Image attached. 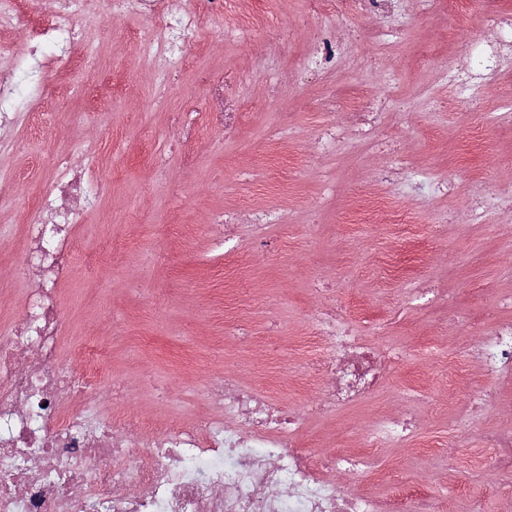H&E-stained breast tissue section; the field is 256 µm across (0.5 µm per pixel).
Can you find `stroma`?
<instances>
[{
    "instance_id": "stroma-1",
    "label": "stroma",
    "mask_w": 512,
    "mask_h": 512,
    "mask_svg": "<svg viewBox=\"0 0 512 512\" xmlns=\"http://www.w3.org/2000/svg\"><path fill=\"white\" fill-rule=\"evenodd\" d=\"M260 25L242 30L236 0L224 15L203 19L189 39V61L155 104L158 77L131 29L138 16L82 17L90 32L78 45L81 70L57 85L0 170L22 187L52 178L48 159L78 146L99 147V178L112 190L87 217L74 241L72 268L60 296L67 318L62 350L80 367L90 346L110 353L108 375L135 381L152 375L166 391L108 404V415L178 422L206 417L202 394L216 374L287 406L311 408L323 383L314 382L320 351L307 341L315 310L336 304L351 311L363 336L401 346L382 389L334 416L308 418L302 442L311 455L367 452L369 473L339 474L342 486L370 494L377 512H414L409 489L442 497L446 512H512V468L488 476L496 451L487 430L512 425V387L485 380L468 361L469 348L493 316L496 298L512 297V132L497 121L512 98L487 85L472 108L455 105L442 65L472 73L463 53L475 42L493 49L499 31L487 12L512 15V0H486L484 12L464 15L448 0H400L398 23L352 12L324 18L308 0H253ZM391 33L379 52L374 36ZM372 57L370 70L345 66L318 81H301L322 35ZM123 89L102 112H89L78 93L107 72ZM392 95L379 148L363 146L364 127L333 106L349 96ZM240 118L227 128L219 113ZM337 133L342 146L324 150ZM397 161L449 178L446 193L414 204L413 184L387 185L397 207L411 210L403 227L381 219L355 223L351 212L380 169ZM266 216L261 233L245 228L244 207ZM30 199L0 205V318L20 308L39 279L17 267L21 227ZM219 224L247 266L222 275L226 260L211 246ZM428 237L430 259L418 267L410 235ZM440 289L451 304L416 298V284ZM495 396L478 412L467 397L477 382ZM413 395L420 422L412 444L364 449L363 435L380 416Z\"/></svg>"
}]
</instances>
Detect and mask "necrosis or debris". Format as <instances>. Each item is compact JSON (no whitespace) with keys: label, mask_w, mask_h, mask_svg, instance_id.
<instances>
[{"label":"necrosis or debris","mask_w":512,"mask_h":512,"mask_svg":"<svg viewBox=\"0 0 512 512\" xmlns=\"http://www.w3.org/2000/svg\"><path fill=\"white\" fill-rule=\"evenodd\" d=\"M184 2L173 12L168 0H57L48 13L43 0H0V55L13 54L6 35L25 32L21 54L0 65V143L51 97L59 77L74 74L79 17L150 19V33L137 42L165 78L182 68L187 39L202 18L224 14V0ZM84 151L80 167L52 159V185L32 190L22 226L18 264L36 269L43 286L26 295L0 340V512H375L371 499L336 483L337 473H358L365 459L336 452L313 461L299 443L302 413L233 381L216 378L203 420L167 425L98 412L100 401L116 395L104 358L86 352L75 372L60 353L65 313L58 290L67 278V248L109 190L90 175L96 142L86 141ZM407 175L398 166L377 174L356 216L366 221L381 213L401 223L378 188ZM310 333L324 347L313 370L331 378L327 407L353 405L384 383L391 356L346 316L317 310ZM468 355L492 378L511 379L512 323H493ZM414 434L404 409L375 420L366 445L403 446Z\"/></svg>","instance_id":"1"}]
</instances>
